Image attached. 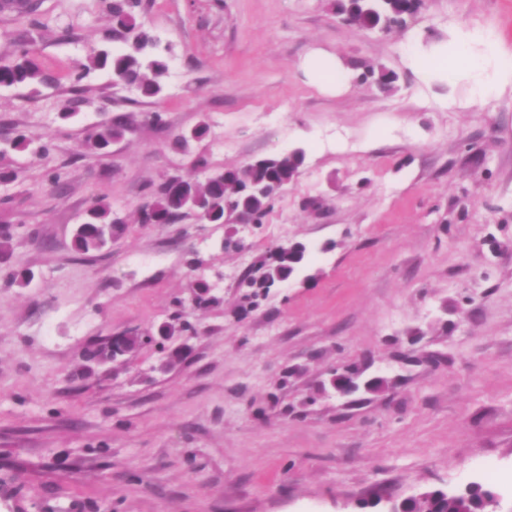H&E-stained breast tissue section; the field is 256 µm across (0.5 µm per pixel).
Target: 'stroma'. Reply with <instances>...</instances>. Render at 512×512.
Segmentation results:
<instances>
[{
  "instance_id": "obj_1",
  "label": "stroma",
  "mask_w": 512,
  "mask_h": 512,
  "mask_svg": "<svg viewBox=\"0 0 512 512\" xmlns=\"http://www.w3.org/2000/svg\"><path fill=\"white\" fill-rule=\"evenodd\" d=\"M110 0H36L0 11V47L29 32L56 78L33 94L0 88V141L26 131L47 157L14 154L0 225L16 230L0 283V512H378L425 490H492L512 512V72L489 101L471 78L437 80L410 53L493 32L512 59V0H423L388 30L344 23L334 0H141L170 58L161 98L85 71L90 47L120 49ZM315 53L397 74L392 90H328ZM82 88L77 117L59 112ZM134 122L108 155L85 149L120 113ZM207 124L192 154L173 135ZM303 149L296 180L261 226L137 221L171 173ZM68 173L53 189L45 169ZM128 218L107 250L77 255L72 229L98 197ZM313 252L248 308L238 288L275 245ZM215 304L193 303L197 282ZM182 307H175V300ZM196 326L190 354L161 370L154 347L81 378L86 346L156 333L175 311ZM390 380L350 406L321 392L351 366Z\"/></svg>"
}]
</instances>
